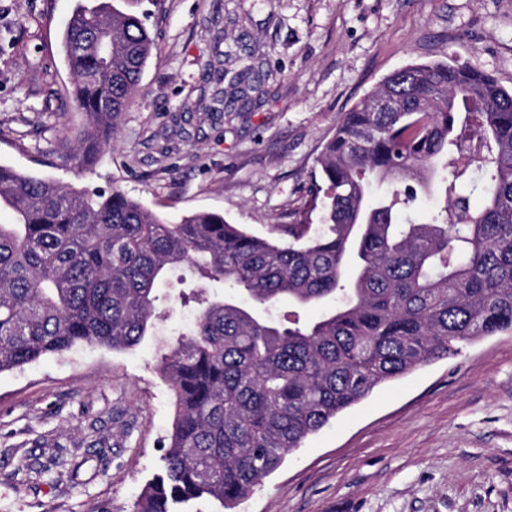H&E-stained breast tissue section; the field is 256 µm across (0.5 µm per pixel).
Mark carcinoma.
Instances as JSON below:
<instances>
[{"label": "carcinoma", "instance_id": "carcinoma-1", "mask_svg": "<svg viewBox=\"0 0 512 512\" xmlns=\"http://www.w3.org/2000/svg\"><path fill=\"white\" fill-rule=\"evenodd\" d=\"M146 20L109 0L72 10L63 51L85 124L64 162L85 169L115 143L152 55ZM95 31L111 36L107 59ZM469 138L479 182L448 175ZM318 165L323 227L290 224L284 241L0 164L14 217L0 224V373L79 343L133 348L160 317L164 276L198 282L197 320L159 360L175 407L163 470L134 512L202 497L232 509L381 385L512 332V90L456 60L409 65L344 113ZM420 188L443 200L423 219Z\"/></svg>", "mask_w": 512, "mask_h": 512}]
</instances>
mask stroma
Segmentation results:
<instances>
[{
    "instance_id": "obj_1",
    "label": "stroma",
    "mask_w": 512,
    "mask_h": 512,
    "mask_svg": "<svg viewBox=\"0 0 512 512\" xmlns=\"http://www.w3.org/2000/svg\"><path fill=\"white\" fill-rule=\"evenodd\" d=\"M73 5L0 0V164L117 186L174 222L216 211L282 238L303 219L320 227L323 145L407 65L455 59L512 89V0H128L155 47L115 146L81 170L54 152L74 151L84 122L61 46ZM164 290L137 346L81 344L0 374V512H134L174 415L159 348L194 320L180 284ZM233 512H512V333L376 389Z\"/></svg>"
}]
</instances>
